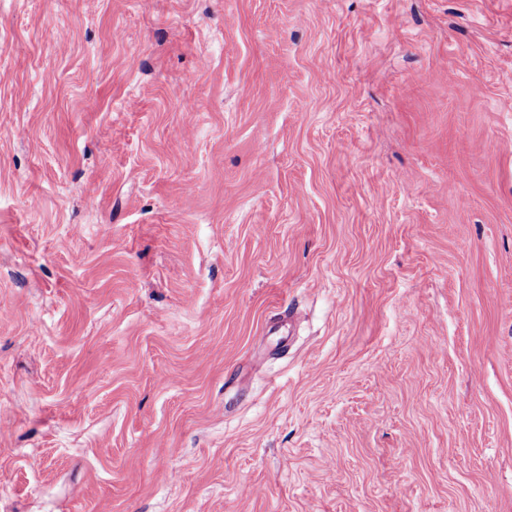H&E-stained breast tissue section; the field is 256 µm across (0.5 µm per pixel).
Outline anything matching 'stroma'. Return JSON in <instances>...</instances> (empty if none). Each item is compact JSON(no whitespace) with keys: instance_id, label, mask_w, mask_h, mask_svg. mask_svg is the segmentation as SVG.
<instances>
[{"instance_id":"35a3bbf8","label":"stroma","mask_w":512,"mask_h":512,"mask_svg":"<svg viewBox=\"0 0 512 512\" xmlns=\"http://www.w3.org/2000/svg\"><path fill=\"white\" fill-rule=\"evenodd\" d=\"M0 512H512V0H0Z\"/></svg>"}]
</instances>
